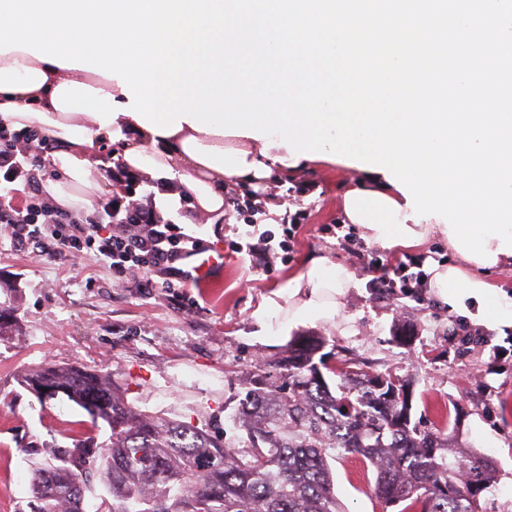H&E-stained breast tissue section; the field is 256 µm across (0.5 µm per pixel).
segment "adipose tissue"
Here are the masks:
<instances>
[{"label":"adipose tissue","instance_id":"adipose-tissue-1","mask_svg":"<svg viewBox=\"0 0 512 512\" xmlns=\"http://www.w3.org/2000/svg\"><path fill=\"white\" fill-rule=\"evenodd\" d=\"M73 81L105 90L116 101L128 100L116 80L95 72L62 68L17 50L0 55V127L34 131L56 142V150L43 158L54 177L42 183L41 192L58 206L79 214L92 209L111 190L108 170L119 167L176 186V193L159 201L160 214L179 208L185 198L196 213L218 220L227 194L260 190L285 169V147L267 150L251 137L209 134L187 123L163 136L127 115L103 127L89 114L56 110L55 88ZM104 147L114 150L106 160L98 156ZM431 273L430 291L449 313L488 328L512 327V302L489 280L488 267L458 254ZM354 285L347 265L326 254L311 255L258 304L253 313L258 342L273 341L300 324L336 325Z\"/></svg>","mask_w":512,"mask_h":512}]
</instances>
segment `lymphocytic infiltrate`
<instances>
[{
  "label": "lymphocytic infiltrate",
  "mask_w": 512,
  "mask_h": 512,
  "mask_svg": "<svg viewBox=\"0 0 512 512\" xmlns=\"http://www.w3.org/2000/svg\"><path fill=\"white\" fill-rule=\"evenodd\" d=\"M41 220L49 230L44 238L33 229ZM0 224L11 225L12 239L33 244L40 251L50 245L76 258L87 248L104 258L113 271L157 268L172 280L182 276L177 266L182 255L200 245L198 238L185 234L178 225L155 223L151 210L141 205L125 212L118 229L104 236L95 225L77 223L66 210L42 200L22 210L0 201Z\"/></svg>",
  "instance_id": "f902f5d3"
}]
</instances>
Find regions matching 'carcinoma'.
Instances as JSON below:
<instances>
[{"label": "carcinoma", "mask_w": 512, "mask_h": 512, "mask_svg": "<svg viewBox=\"0 0 512 512\" xmlns=\"http://www.w3.org/2000/svg\"><path fill=\"white\" fill-rule=\"evenodd\" d=\"M323 347L320 336H300L273 364L282 383L253 376L233 419L240 448L137 410L107 373L57 363L29 370L23 388L59 387L89 417L72 446L33 470L36 512H84L94 470L112 497L104 512H344L330 461L346 455L369 461L375 498L406 501L403 512H485L480 496L495 489V461L455 447L442 430L396 422L399 398L372 387L365 371L328 366Z\"/></svg>", "instance_id": "carcinoma-1"}]
</instances>
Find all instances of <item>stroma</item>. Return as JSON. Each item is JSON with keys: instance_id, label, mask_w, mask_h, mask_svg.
<instances>
[{"instance_id": "stroma-1", "label": "stroma", "mask_w": 512, "mask_h": 512, "mask_svg": "<svg viewBox=\"0 0 512 512\" xmlns=\"http://www.w3.org/2000/svg\"><path fill=\"white\" fill-rule=\"evenodd\" d=\"M361 176L343 165L307 168L267 190L236 195L212 245L224 254L223 271L207 286L181 280L180 302L157 272L119 275L91 251L75 261L39 253L0 226V307L16 321L0 337V512H30L32 465L45 447H67L63 431L87 418L67 399L44 405L21 387L24 372L49 361L110 374L139 409L216 427L235 441L230 416L253 374L287 349L255 341L250 314L262 294L319 252L347 263L356 285L339 327L300 325L290 337H325L332 357L407 377L413 421L492 457L497 485L487 512H512V328L482 327L454 342L450 335L464 320L429 289L398 299L374 287L366 265L341 243L351 230L342 195ZM265 232L272 242L262 240ZM495 346L501 358H491ZM332 472L344 512H400L372 495L370 463L349 455L333 461Z\"/></svg>"}]
</instances>
